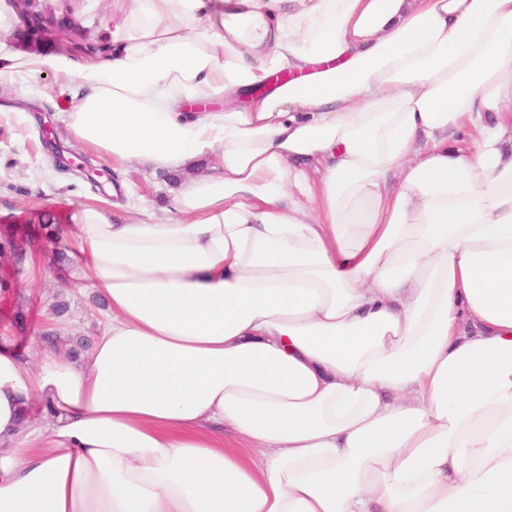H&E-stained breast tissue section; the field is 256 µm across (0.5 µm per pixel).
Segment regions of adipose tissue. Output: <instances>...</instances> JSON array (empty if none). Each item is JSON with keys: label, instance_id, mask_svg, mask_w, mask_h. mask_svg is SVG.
<instances>
[{"label": "adipose tissue", "instance_id": "adipose-tissue-1", "mask_svg": "<svg viewBox=\"0 0 512 512\" xmlns=\"http://www.w3.org/2000/svg\"><path fill=\"white\" fill-rule=\"evenodd\" d=\"M106 38L0 43V85L219 171L73 213L106 313L0 336V512H512V0H116Z\"/></svg>", "mask_w": 512, "mask_h": 512}]
</instances>
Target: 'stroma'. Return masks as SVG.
I'll list each match as a JSON object with an SVG mask.
<instances>
[{
	"label": "stroma",
	"mask_w": 512,
	"mask_h": 512,
	"mask_svg": "<svg viewBox=\"0 0 512 512\" xmlns=\"http://www.w3.org/2000/svg\"><path fill=\"white\" fill-rule=\"evenodd\" d=\"M53 76L20 80L0 86V242L13 239L26 246L22 260H0V336L25 341L30 331L47 323L51 313L47 303H62L66 313L52 326L57 347H66L73 333L89 331L101 320L104 306L90 296L75 260L61 254L62 241H74L72 212L83 205L103 208L113 223L123 220L128 196L145 197L157 208V217H166L174 174L136 166L114 169V182L124 183L126 192L113 193V182L94 186L74 172L55 168L44 147L42 129L21 122V113H30L49 122L58 143L73 155L89 159L98 168L106 160L89 154L70 139L61 121L64 107ZM53 215L59 233L47 236L34 217Z\"/></svg>",
	"instance_id": "stroma-1"
}]
</instances>
